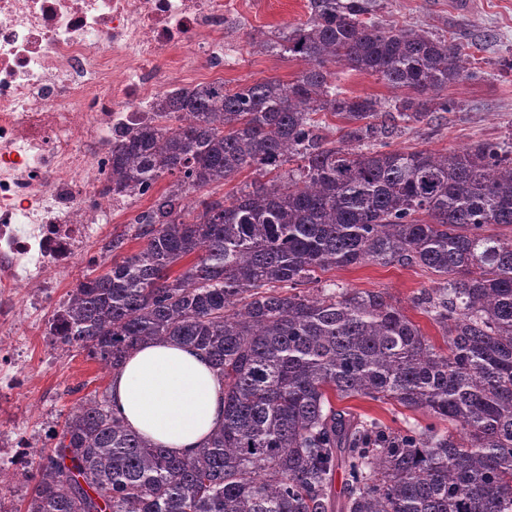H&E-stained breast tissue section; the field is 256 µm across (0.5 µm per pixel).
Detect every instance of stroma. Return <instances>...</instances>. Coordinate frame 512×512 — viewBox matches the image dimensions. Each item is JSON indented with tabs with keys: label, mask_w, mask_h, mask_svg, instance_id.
<instances>
[{
	"label": "stroma",
	"mask_w": 512,
	"mask_h": 512,
	"mask_svg": "<svg viewBox=\"0 0 512 512\" xmlns=\"http://www.w3.org/2000/svg\"><path fill=\"white\" fill-rule=\"evenodd\" d=\"M307 0H237L224 17L225 89L244 83L274 78L291 83L308 67L307 61L283 53L260 49L258 40L306 20ZM381 23L418 25L439 36H453L465 46L473 79L449 85L446 94L458 107L439 113L429 125L409 124L389 138L391 148L400 149L418 143L436 151L463 149L482 142H494L512 130V76L500 73L499 63L512 59V0H384L378 15ZM336 81L352 96L374 97L386 102L396 92L376 77L340 66ZM150 198H142L124 211L100 219V230L87 253L79 256L66 280L57 288L54 300L62 302L67 293L83 280L89 260L100 257L112 236L122 233L130 219L146 210ZM324 281L360 291H381L402 306L434 343H441L439 328L418 308L413 299L420 292L434 288V276L417 267L398 263L375 262L330 270ZM38 364L30 385L17 397L26 415L23 427L34 430L44 419L61 427L66 417L83 401L102 398L110 390L112 373L99 360L79 346H67L55 354L49 364H42L46 352L40 337L28 339ZM337 408L350 409L375 417L398 428L405 423H426L421 411L374 402L363 398L338 400Z\"/></svg>",
	"instance_id": "1"
}]
</instances>
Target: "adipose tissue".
I'll use <instances>...</instances> for the list:
<instances>
[{
    "label": "adipose tissue",
    "instance_id": "1",
    "mask_svg": "<svg viewBox=\"0 0 512 512\" xmlns=\"http://www.w3.org/2000/svg\"><path fill=\"white\" fill-rule=\"evenodd\" d=\"M112 409L149 443L194 454L224 422V381L183 344L141 346L112 373Z\"/></svg>",
    "mask_w": 512,
    "mask_h": 512
}]
</instances>
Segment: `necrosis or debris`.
Masks as SVG:
<instances>
[{"instance_id":"obj_1","label":"necrosis or debris","mask_w":512,"mask_h":512,"mask_svg":"<svg viewBox=\"0 0 512 512\" xmlns=\"http://www.w3.org/2000/svg\"><path fill=\"white\" fill-rule=\"evenodd\" d=\"M231 0H0V409L29 378L26 336L49 350L53 298L96 235L112 143L152 120L201 68L224 69ZM50 425L0 424L18 478Z\"/></svg>"}]
</instances>
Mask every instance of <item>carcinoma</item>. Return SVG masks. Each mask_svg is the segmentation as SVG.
I'll return each instance as SVG.
<instances>
[{
  "label": "carcinoma",
  "instance_id": "1",
  "mask_svg": "<svg viewBox=\"0 0 512 512\" xmlns=\"http://www.w3.org/2000/svg\"><path fill=\"white\" fill-rule=\"evenodd\" d=\"M382 6L308 0L306 21L263 42L308 62L296 80L184 89L112 147L104 193L135 201L171 181L128 224L143 247L94 262L60 303L62 342L112 371L151 341L202 351L224 378V424L179 457L130 430L112 397L90 399L38 454L24 512H512V237L488 232L512 226V132L387 148L398 123L455 110L436 91L477 72L450 39L380 24ZM336 65L406 95L388 108L349 96ZM244 170L232 196L190 200ZM365 262L437 277L415 303L443 345L385 293L321 284ZM334 395L448 427L387 429Z\"/></svg>",
  "mask_w": 512,
  "mask_h": 512
}]
</instances>
